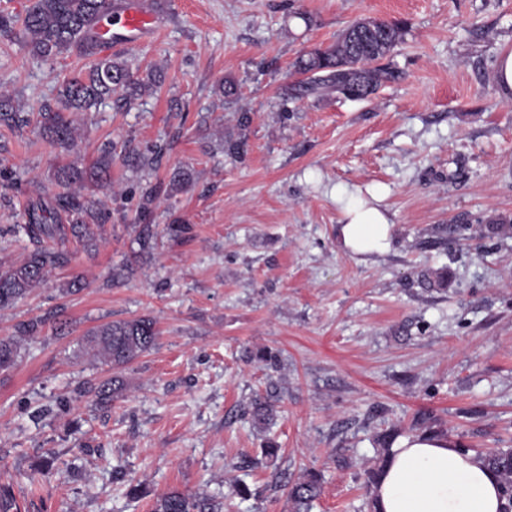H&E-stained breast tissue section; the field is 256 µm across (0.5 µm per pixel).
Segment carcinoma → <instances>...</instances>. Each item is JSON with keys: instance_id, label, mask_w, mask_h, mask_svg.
Here are the masks:
<instances>
[{"instance_id": "1", "label": "carcinoma", "mask_w": 512, "mask_h": 512, "mask_svg": "<svg viewBox=\"0 0 512 512\" xmlns=\"http://www.w3.org/2000/svg\"><path fill=\"white\" fill-rule=\"evenodd\" d=\"M118 0H28L24 15L17 18L0 13V36L16 38L30 47L33 55L50 58L73 53L87 61L84 68L69 77L61 86L55 105L40 109L43 129L60 145L73 141L74 121L67 112H86L102 100L116 95L126 106H132L145 93L154 89L161 75L144 82L134 77L127 61L112 60L104 53L95 27L110 13ZM402 39V27L396 22L365 19L350 25L334 43L299 53L292 67L304 79L288 86V97L323 98L336 92L342 84L359 100H366L382 84L398 77L382 60L390 57ZM17 127L22 119L12 99L0 95V123ZM85 171L74 164L61 167L58 179L74 184L84 180ZM161 187L149 185L142 191L140 217L151 216ZM25 223L18 225L32 246L22 262L0 270V309L14 306L33 288L42 284L48 271L63 259L69 238L91 241L96 238L98 215L93 204L72 194L48 200L28 202L24 209ZM67 223H60L61 219ZM43 319H32L17 326V335L0 339V370L14 367L21 357V342L39 335ZM159 331L149 317L114 321L87 333L86 348L95 359L114 365L126 364L154 349ZM123 383L114 378L86 389L93 394L96 405L109 407L122 392ZM383 457L376 467L365 470L366 494L362 508L375 512L371 486L390 456V437L381 438ZM488 467L500 480L505 501L502 512H512V448H494L482 454ZM322 475L309 470L294 482L287 501L291 512H309L321 494ZM153 512H224V498L215 495H188L172 490L156 500Z\"/></svg>"}]
</instances>
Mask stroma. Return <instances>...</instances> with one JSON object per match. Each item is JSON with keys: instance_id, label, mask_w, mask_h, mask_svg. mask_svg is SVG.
I'll return each instance as SVG.
<instances>
[{"instance_id": "stroma-1", "label": "stroma", "mask_w": 512, "mask_h": 512, "mask_svg": "<svg viewBox=\"0 0 512 512\" xmlns=\"http://www.w3.org/2000/svg\"><path fill=\"white\" fill-rule=\"evenodd\" d=\"M366 18L402 25L398 79L367 100L288 99L297 52ZM510 49L512 0H165L155 35L117 53L136 78L163 70L160 88L129 111L75 113L77 138L62 146L39 110L83 60L0 38V91L23 108L22 127L0 125V267L30 248L14 230L27 202L67 193L59 167L114 155L111 185L80 189L108 215L103 239L0 310V338L47 320L0 371V489L20 512H152L173 489L222 494L225 512H286L279 476L308 470L323 476L313 512H359L380 433L412 435L423 417L476 453L512 446V234L488 230L512 221V102L495 73ZM242 134L235 161L224 142ZM127 145L165 151L140 170ZM178 169L191 179L161 194L159 245L140 253V189ZM340 187L381 194L387 251L344 247ZM176 219L185 230L172 238ZM76 276L83 290L66 293ZM139 317L156 321L155 349L119 367L87 353L89 330ZM115 376L124 390L110 408L77 392ZM257 396L275 405L262 427ZM267 441L278 456L264 462ZM49 455L58 471L31 478ZM246 457L259 465L245 476L234 465ZM239 478L250 499L235 495ZM131 480L148 497L129 501Z\"/></svg>"}]
</instances>
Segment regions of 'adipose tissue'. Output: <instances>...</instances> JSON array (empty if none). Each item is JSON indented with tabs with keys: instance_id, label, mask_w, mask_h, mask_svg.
Returning <instances> with one entry per match:
<instances>
[{
	"instance_id": "obj_1",
	"label": "adipose tissue",
	"mask_w": 512,
	"mask_h": 512,
	"mask_svg": "<svg viewBox=\"0 0 512 512\" xmlns=\"http://www.w3.org/2000/svg\"><path fill=\"white\" fill-rule=\"evenodd\" d=\"M336 200L345 247L358 255L384 251L393 224L387 212L343 189ZM372 496L376 512H500L503 506L499 478L481 456L421 434L394 446Z\"/></svg>"
}]
</instances>
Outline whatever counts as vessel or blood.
I'll list each match as a JSON object with an SVG mask.
<instances>
[{
	"instance_id": "1",
	"label": "vessel or blood",
	"mask_w": 512,
	"mask_h": 512,
	"mask_svg": "<svg viewBox=\"0 0 512 512\" xmlns=\"http://www.w3.org/2000/svg\"><path fill=\"white\" fill-rule=\"evenodd\" d=\"M159 17L143 0H127L118 13L103 17L97 24L100 42L105 50L138 44L158 28Z\"/></svg>"
}]
</instances>
